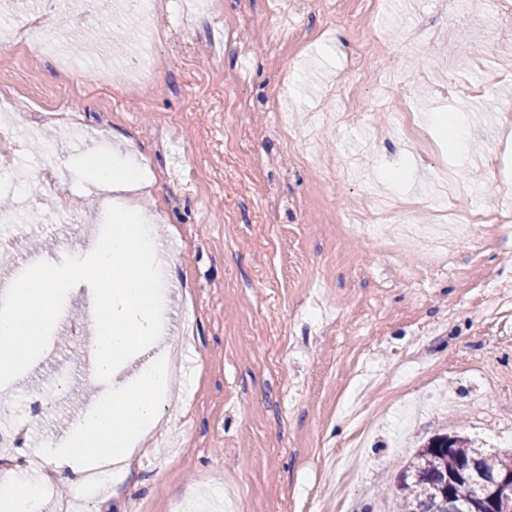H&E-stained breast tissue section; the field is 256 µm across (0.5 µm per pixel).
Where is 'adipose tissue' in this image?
I'll list each match as a JSON object with an SVG mask.
<instances>
[{"label":"adipose tissue","instance_id":"adipose-tissue-1","mask_svg":"<svg viewBox=\"0 0 512 512\" xmlns=\"http://www.w3.org/2000/svg\"><path fill=\"white\" fill-rule=\"evenodd\" d=\"M170 389V367L159 355L129 385L105 396L76 421L69 436L47 456L79 474L99 462L129 463L134 447L160 420ZM42 490L13 469L0 474V512H41Z\"/></svg>","mask_w":512,"mask_h":512}]
</instances>
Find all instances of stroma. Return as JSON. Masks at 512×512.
<instances>
[{"label": "stroma", "mask_w": 512, "mask_h": 512, "mask_svg": "<svg viewBox=\"0 0 512 512\" xmlns=\"http://www.w3.org/2000/svg\"><path fill=\"white\" fill-rule=\"evenodd\" d=\"M0 0V86L10 110L38 119L78 109L79 128L44 122L0 155V236L17 237L13 276L26 253L61 262L99 235L110 197L78 185L69 168L82 146L134 153L149 166L158 242L174 244L164 283V333L146 359L179 363L163 419L137 448L134 475L113 472L103 495L45 488L42 512H317L342 490L340 512H393L391 487L419 446L458 433L493 453L512 449V209L481 243L448 237L443 265L425 266L428 242L401 249L357 227L371 198L414 206L435 224L442 208L500 206L512 176V22L500 0H332L329 13L287 0L278 28L260 25L271 0H158L166 38L144 43L123 0ZM426 21L437 38L405 49ZM55 43L77 62L60 75ZM162 58L150 101L125 76L143 46ZM420 74L408 96L379 103L384 86ZM466 126V142L437 117ZM286 118L288 132L272 130ZM169 129L158 148L152 129ZM314 146L336 180L322 186L302 158ZM53 171L75 221L64 224L36 181ZM89 344L65 323L8 388L41 391L45 410L29 451L64 440L100 398L86 378Z\"/></svg>", "instance_id": "obj_1"}]
</instances>
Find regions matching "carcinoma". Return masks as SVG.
<instances>
[{
    "label": "carcinoma",
    "mask_w": 512,
    "mask_h": 512,
    "mask_svg": "<svg viewBox=\"0 0 512 512\" xmlns=\"http://www.w3.org/2000/svg\"><path fill=\"white\" fill-rule=\"evenodd\" d=\"M474 459L488 474L512 466V455L488 453L468 439L437 435L423 445L400 471L395 491L403 512H456L472 501V488L453 480L458 465Z\"/></svg>",
    "instance_id": "obj_1"
}]
</instances>
